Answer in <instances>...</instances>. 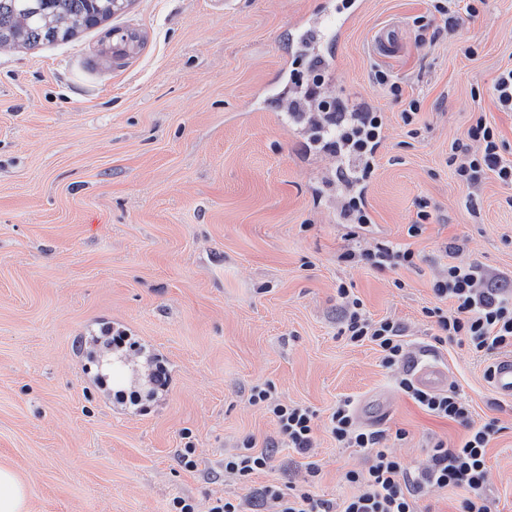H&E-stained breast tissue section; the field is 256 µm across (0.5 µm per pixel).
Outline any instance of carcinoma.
<instances>
[{
	"label": "carcinoma",
	"instance_id": "carcinoma-1",
	"mask_svg": "<svg viewBox=\"0 0 512 512\" xmlns=\"http://www.w3.org/2000/svg\"><path fill=\"white\" fill-rule=\"evenodd\" d=\"M128 0H0V48H29L64 41L103 24L127 7ZM113 54L135 47L133 32L113 31Z\"/></svg>",
	"mask_w": 512,
	"mask_h": 512
}]
</instances>
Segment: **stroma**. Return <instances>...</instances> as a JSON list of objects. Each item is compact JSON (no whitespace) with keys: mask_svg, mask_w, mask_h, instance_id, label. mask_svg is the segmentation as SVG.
<instances>
[{"mask_svg":"<svg viewBox=\"0 0 512 512\" xmlns=\"http://www.w3.org/2000/svg\"><path fill=\"white\" fill-rule=\"evenodd\" d=\"M320 2L130 0L70 40L0 49V466L26 483L28 512H168L177 497L204 504L275 481L336 502L350 495L344 474L367 457L324 431L316 478L286 447L250 482L225 474V455L245 437L261 448L277 436L249 400L264 383L323 417L346 398H390L374 427L408 431L394 450L411 467L430 442L459 441L460 426L397 389L374 345L341 335V284L368 317L404 326L413 361L442 367L475 422L498 418L486 494L494 512H512V400L486 381L483 358L434 345L422 313L448 266L445 245L512 276V185L489 178L472 196L449 165L479 116L512 159V112L491 92L512 68V0H466L475 17L425 45L416 37L428 0H366L352 19L326 89L387 123L368 189L372 224L357 234L337 207L333 158L276 101L308 75L298 21ZM392 21L403 45L376 56L373 35ZM111 26L137 30L140 47L106 53ZM377 70L401 99L375 83ZM410 98L421 108L407 126ZM385 241L408 245L416 268L341 259ZM118 332L136 348L98 366ZM150 356L169 377L155 399L142 371ZM119 390L140 393L145 412L118 401ZM189 441L192 471L177 461Z\"/></svg>","mask_w":512,"mask_h":512,"instance_id":"35a3bbf8","label":"stroma"}]
</instances>
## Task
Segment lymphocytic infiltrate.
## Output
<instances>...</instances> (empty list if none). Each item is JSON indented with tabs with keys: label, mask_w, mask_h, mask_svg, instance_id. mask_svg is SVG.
<instances>
[{
	"label": "lymphocytic infiltrate",
	"mask_w": 512,
	"mask_h": 512,
	"mask_svg": "<svg viewBox=\"0 0 512 512\" xmlns=\"http://www.w3.org/2000/svg\"><path fill=\"white\" fill-rule=\"evenodd\" d=\"M314 109L321 117L313 125L326 138L328 147L353 161L344 170L351 191L347 208L355 214L358 228H367L370 217L366 189L385 138L384 117L367 106L344 112L338 103L326 100L317 102ZM450 164L457 183L467 190L476 189L489 177L512 185V161L502 156L499 133L485 118H478L468 128L465 141L455 143ZM344 259L352 266L380 271L394 272L416 265L413 251L388 242L348 250ZM432 293L435 303L424 308L423 313L432 323L436 343L464 345L490 360L504 352L512 353L511 276L490 273L476 262L452 261L444 274L433 279ZM336 294L342 310L343 335L355 344L375 345L383 366L399 369L396 384L404 395L425 413L463 427L459 443L451 446L436 441L423 467L408 468L392 449L384 446V433L363 428L351 400L344 399L322 426L339 447L364 451L368 465L346 472V481L356 491L341 503L318 498L304 486L271 483L253 489L244 500L219 497L202 505L177 498L172 504L173 512H418L421 498L448 487L465 492L458 512H491V502L485 494L489 481L487 450L502 431L497 419L475 423L471 405L457 389L432 392L419 387L409 370L411 357L404 327L389 318H367L360 300L347 286H338ZM250 400L273 417L280 437L304 458L308 476L317 477L320 468L314 450L316 431L321 425L316 411L279 400L270 389L261 386L252 388ZM273 452V445L259 449L253 438H246L236 453L225 456L224 470L249 480L270 467Z\"/></svg>",
	"instance_id": "f902f5d3"
}]
</instances>
